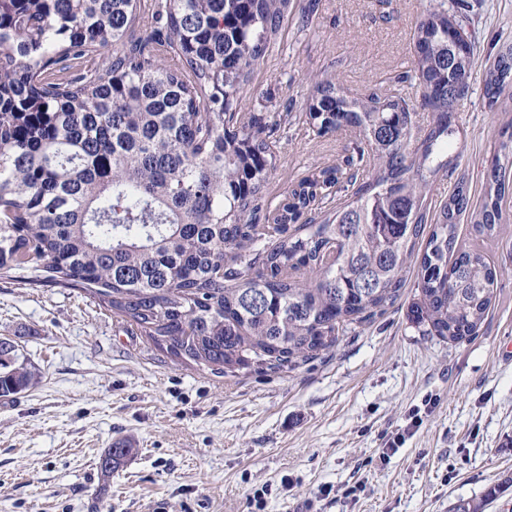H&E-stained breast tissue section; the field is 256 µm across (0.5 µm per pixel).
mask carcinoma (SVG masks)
Masks as SVG:
<instances>
[{"mask_svg": "<svg viewBox=\"0 0 512 512\" xmlns=\"http://www.w3.org/2000/svg\"><path fill=\"white\" fill-rule=\"evenodd\" d=\"M445 2L413 33L427 127L398 89L352 96L317 80L309 124L349 129L356 156L265 212L277 124L241 103L292 0H169L165 35L151 41L133 35L140 0H0V279L31 269L34 282L81 290L174 358L226 374L317 358L393 305L413 266L411 323L443 341L477 335L497 269L458 246V226L468 214L478 235L498 231L512 151L491 159L479 210L467 213L460 180L428 219L423 200L448 170L437 158L474 63ZM104 52L91 74L52 80ZM508 83L512 44L486 75L489 108ZM32 381L18 358L0 360V397ZM131 453L113 445L102 472Z\"/></svg>", "mask_w": 512, "mask_h": 512, "instance_id": "cac0c4a2", "label": "carcinoma"}]
</instances>
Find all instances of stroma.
Masks as SVG:
<instances>
[{
	"label": "stroma",
	"mask_w": 512,
	"mask_h": 512,
	"mask_svg": "<svg viewBox=\"0 0 512 512\" xmlns=\"http://www.w3.org/2000/svg\"><path fill=\"white\" fill-rule=\"evenodd\" d=\"M430 0H293L280 44L254 71L245 111L288 112L264 188L278 205L313 170L343 164L345 133L316 135L303 110L314 75L347 91L385 90L408 72ZM475 46L468 98L451 114L450 173L425 197L437 213L458 180L471 204L512 122L490 111L485 75L512 43V0H448ZM507 223L476 241L498 270L478 335L448 342L407 319L415 292L351 327L320 358L235 375L172 358L82 292L0 279V340L35 380L0 398V512H450L501 491L484 512H512V196ZM134 453L102 477L113 443Z\"/></svg>",
	"instance_id": "1"
}]
</instances>
